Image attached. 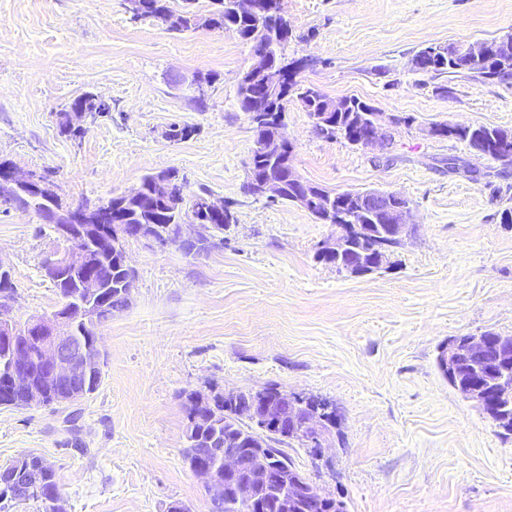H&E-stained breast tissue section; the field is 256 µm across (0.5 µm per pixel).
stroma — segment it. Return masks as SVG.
<instances>
[{
    "instance_id": "35a3bbf8",
    "label": "stroma",
    "mask_w": 512,
    "mask_h": 512,
    "mask_svg": "<svg viewBox=\"0 0 512 512\" xmlns=\"http://www.w3.org/2000/svg\"><path fill=\"white\" fill-rule=\"evenodd\" d=\"M288 60L316 59L299 79L355 96L392 130L385 148L317 134L292 102L286 132L305 180L379 188L413 207L415 231L391 266L353 276L321 262L335 228L307 210L246 193L254 133L237 83L250 48L230 31L173 32L133 19L124 0H0V159L48 169L63 202L126 192L174 169L188 194L224 199L234 221L204 255L125 243L136 271L129 306L103 322V378L67 405L0 406V465L20 454L54 467L69 512H210L184 458L185 396L274 385L333 402L341 439L282 450L347 512H512V433L448 381L451 339L512 335V164L432 137L436 123L512 130V84L413 70L422 47L512 31V0H282ZM211 75L204 104L187 81ZM91 92L111 106L82 138L58 112ZM195 132L181 141L171 125ZM467 172L448 170L449 157ZM57 245L31 210L0 212V260L19 322L60 307L42 269Z\"/></svg>"
}]
</instances>
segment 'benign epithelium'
<instances>
[{
    "instance_id": "7a95c632",
    "label": "benign epithelium",
    "mask_w": 512,
    "mask_h": 512,
    "mask_svg": "<svg viewBox=\"0 0 512 512\" xmlns=\"http://www.w3.org/2000/svg\"><path fill=\"white\" fill-rule=\"evenodd\" d=\"M253 63L251 72H259L268 87H285L288 74L281 65L270 62L267 50L260 45L251 46ZM86 112L70 110L61 112L58 120L72 130L83 129ZM256 138L276 149L281 160L292 157L293 147L288 140L282 122L262 112H251L248 116ZM381 123L378 114L370 115L366 139L358 142L360 147L388 145L390 125ZM0 180L21 189H46L57 192L33 170L20 171L13 166L0 169ZM156 184L166 192L174 203L181 207L182 219L161 230L153 226L137 225L129 228V234L145 239L161 248L171 245L187 247L209 235L212 225L201 223L197 212L226 211L224 201L207 197L201 202L186 203V190L182 182L174 179L171 170L158 173ZM249 192L265 195L272 200L281 197L283 182L276 174H268L257 180L249 177ZM293 202L314 213L326 223L335 224L336 231L322 241L318 248L321 258L352 256L345 271L353 275H365L367 269L374 271L383 267L387 257L403 239L414 230L410 205L392 204L391 193L380 189H368L361 193L359 204L346 207L341 200L330 207L315 206L304 183H299ZM44 224L53 227L59 247L43 262L46 275L55 282H64L80 277L78 292L65 297L67 309L49 317L16 322L10 316V289L0 290V377L4 380V402L20 403L26 407L49 404L54 388L67 394V402H76L84 396V382L92 370L103 367L102 350L91 346L81 337L96 331L98 326L112 318L120 308L106 309L99 295L102 277L92 267L90 254L93 244L85 237L90 228L88 220L96 225L112 223V199L107 198L94 205L78 203L68 207H54L40 212ZM493 353L491 367L486 371H475L468 378L457 376L456 367L464 360L478 359ZM442 368L450 383L467 400L477 404L482 411L504 429L512 430V416L501 412L497 397L499 387L512 385V344L492 335L460 336L448 343L442 354ZM278 398L288 402V409L268 398H241L239 392L228 391L211 396L199 395V417L216 414V404L229 401L237 413L265 432L294 430L302 425L316 432L310 440L314 448L324 447L326 434L323 422L306 415L299 418L304 409L303 396L296 393L279 392ZM218 448L224 449V477L216 475L212 461L205 455L198 456L191 464L192 471L204 480L211 499L231 500L247 507V512H288L299 503L303 484L297 483L288 494H271L267 491L271 483L272 469L268 464V452L264 448H245L236 439L214 440ZM52 465L39 458L26 465L10 463L0 467V490L18 494L39 492Z\"/></svg>"
}]
</instances>
